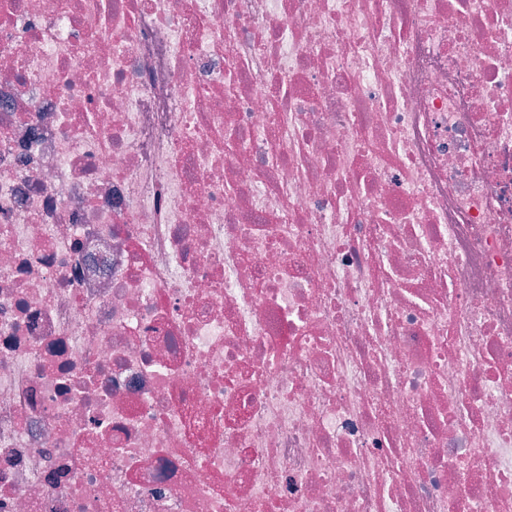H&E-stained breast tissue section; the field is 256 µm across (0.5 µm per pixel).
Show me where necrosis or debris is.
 Masks as SVG:
<instances>
[{"label": "necrosis or debris", "mask_w": 512, "mask_h": 512, "mask_svg": "<svg viewBox=\"0 0 512 512\" xmlns=\"http://www.w3.org/2000/svg\"><path fill=\"white\" fill-rule=\"evenodd\" d=\"M0 512H512V0H0Z\"/></svg>", "instance_id": "1"}]
</instances>
